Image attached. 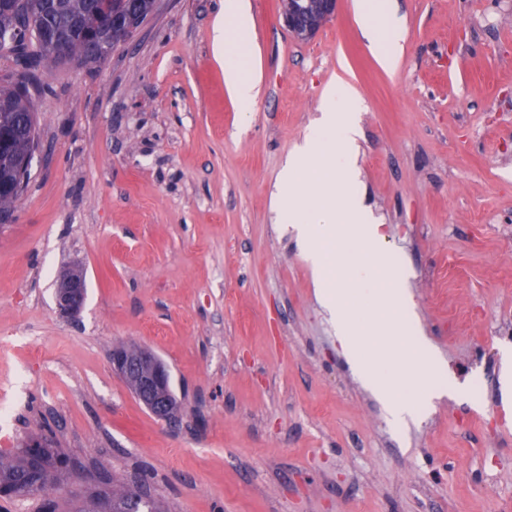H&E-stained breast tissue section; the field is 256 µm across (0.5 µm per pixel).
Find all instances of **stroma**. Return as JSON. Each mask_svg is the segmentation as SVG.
<instances>
[{"label": "stroma", "mask_w": 512, "mask_h": 512, "mask_svg": "<svg viewBox=\"0 0 512 512\" xmlns=\"http://www.w3.org/2000/svg\"><path fill=\"white\" fill-rule=\"evenodd\" d=\"M357 0L310 40L249 0L262 93L224 87V0H158L93 68L46 64L29 186L0 226V390L10 451L53 431L52 491L136 481L163 512H512V0H396L403 59L382 69ZM343 78L363 100L358 163L420 331L474 404L446 394L391 429L352 374L274 185ZM84 269L81 310L55 303ZM169 368L157 420L112 350Z\"/></svg>", "instance_id": "obj_1"}]
</instances>
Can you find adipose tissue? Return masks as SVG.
Returning a JSON list of instances; mask_svg holds the SVG:
<instances>
[{
  "instance_id": "ef3b65f1",
  "label": "adipose tissue",
  "mask_w": 512,
  "mask_h": 512,
  "mask_svg": "<svg viewBox=\"0 0 512 512\" xmlns=\"http://www.w3.org/2000/svg\"><path fill=\"white\" fill-rule=\"evenodd\" d=\"M358 23L378 64L396 70L403 53L404 16L394 0H358ZM253 28L247 0H224V23L216 28L213 45L224 54V84L231 96L248 106L256 101L262 85L259 70L250 62Z\"/></svg>"
}]
</instances>
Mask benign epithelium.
<instances>
[{"label": "benign epithelium", "instance_id": "7a95c632", "mask_svg": "<svg viewBox=\"0 0 512 512\" xmlns=\"http://www.w3.org/2000/svg\"><path fill=\"white\" fill-rule=\"evenodd\" d=\"M337 0H318L313 11L304 6L284 5L283 18L294 37L306 40L312 37L316 22H323L336 11ZM134 31L132 22L124 18V12H112V24L107 33L99 38L97 55H105L118 43L129 40ZM85 275L78 269L62 274L57 282L55 300L59 311L73 316L83 304ZM112 369L130 386L139 401L157 419L173 426L178 414V403L170 389L168 367L151 351L141 348L117 347L112 349Z\"/></svg>", "mask_w": 512, "mask_h": 512}]
</instances>
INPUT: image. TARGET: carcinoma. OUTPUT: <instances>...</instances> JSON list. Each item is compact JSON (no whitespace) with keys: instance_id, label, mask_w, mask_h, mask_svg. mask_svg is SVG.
Returning a JSON list of instances; mask_svg holds the SVG:
<instances>
[{"instance_id":"cac0c4a2","label":"carcinoma","mask_w":512,"mask_h":512,"mask_svg":"<svg viewBox=\"0 0 512 512\" xmlns=\"http://www.w3.org/2000/svg\"><path fill=\"white\" fill-rule=\"evenodd\" d=\"M113 0H0V15L14 22L0 23V56L20 68L17 77L0 81V137L8 136L11 148L0 153V182L13 183V157L33 146L29 112L33 111L30 89L41 91L43 67L36 45L59 44L69 57L95 64L91 56L90 32L112 15ZM150 0H125L124 9L142 23L150 14ZM65 458L57 448L45 444L18 453L0 452V493L28 497L53 490L52 471ZM70 512H161L151 498L123 485L87 495L70 493Z\"/></svg>"}]
</instances>
